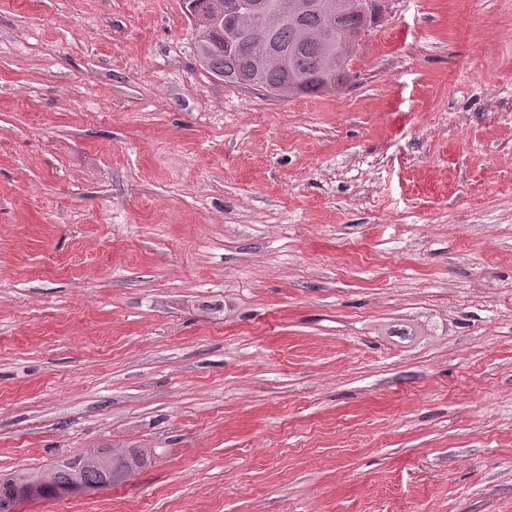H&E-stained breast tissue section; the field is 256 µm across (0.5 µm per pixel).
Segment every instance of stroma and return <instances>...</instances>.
<instances>
[{
    "label": "stroma",
    "instance_id": "35a3bbf8",
    "mask_svg": "<svg viewBox=\"0 0 512 512\" xmlns=\"http://www.w3.org/2000/svg\"><path fill=\"white\" fill-rule=\"evenodd\" d=\"M179 0H0L18 512H512V0H393L351 82L200 64ZM151 459L149 448H97L46 469H23L8 475L1 474L0 501L18 496L28 497L23 501L56 498L61 486L76 482H102L111 465L127 467L128 471L132 470V475L142 470Z\"/></svg>",
    "mask_w": 512,
    "mask_h": 512
}]
</instances>
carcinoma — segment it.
<instances>
[{"label": "carcinoma", "mask_w": 512, "mask_h": 512, "mask_svg": "<svg viewBox=\"0 0 512 512\" xmlns=\"http://www.w3.org/2000/svg\"><path fill=\"white\" fill-rule=\"evenodd\" d=\"M214 0H181L189 20L201 19L196 51L203 67L215 78L231 85L254 82L273 98L318 96L335 89L326 82L325 59L342 55L348 44L361 41L365 29L360 13L346 10L339 26L326 40L319 38L330 26L331 0H314L299 19L290 18L276 28L268 25L270 14L283 0H263V7L250 16L236 33L216 31L206 24ZM271 52L287 57V67H265ZM152 459L149 448L121 446L98 448L62 460L46 469H23L0 475V501L18 496L28 499L58 497V488L76 482L100 483L110 466H123L136 473Z\"/></svg>", "instance_id": "carcinoma-1"}]
</instances>
